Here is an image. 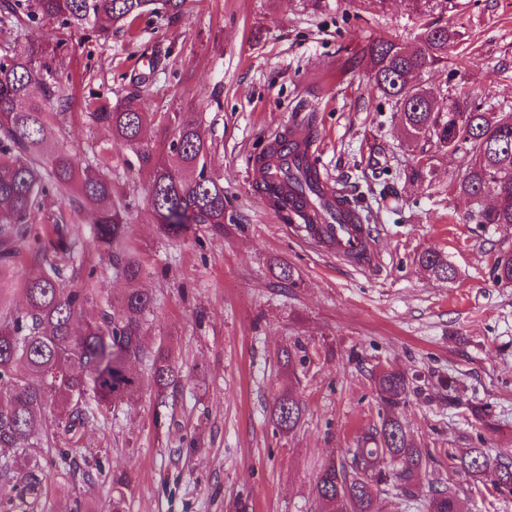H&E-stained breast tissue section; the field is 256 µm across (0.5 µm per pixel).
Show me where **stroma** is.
<instances>
[{
	"label": "stroma",
	"mask_w": 512,
	"mask_h": 512,
	"mask_svg": "<svg viewBox=\"0 0 512 512\" xmlns=\"http://www.w3.org/2000/svg\"><path fill=\"white\" fill-rule=\"evenodd\" d=\"M433 17L461 36L425 86L439 98L461 87L512 114V0H448ZM379 39L420 45L410 0H188L179 18L145 16L107 40L46 18L0 25V55L57 51L56 77L69 86L61 138L80 165H111L132 203L140 285L155 298L144 344L167 346L182 369L161 398L150 360L138 362V395L83 435L93 478L58 479L37 512H111L121 472L125 512H319L321 464L379 422L381 365L410 378L399 415L427 455L425 486L453 485L462 512H512L494 472L475 480L448 467L466 448L512 455V286L492 277L512 227L474 223V204L454 191L458 158L433 152L430 174L413 179L419 152L361 61ZM135 79L147 111L199 123L206 171L224 185L223 233L201 224L164 236L148 213V173L92 120ZM307 119L322 172L372 226L375 268L318 250L247 178L272 133ZM427 249L454 280L428 277L418 263ZM284 263L296 285L280 279ZM287 348L298 352L290 367ZM285 390L304 405L290 433L270 418Z\"/></svg>",
	"instance_id": "obj_1"
}]
</instances>
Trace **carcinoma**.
Returning <instances> with one entry per match:
<instances>
[{"label":"carcinoma","mask_w":512,"mask_h":512,"mask_svg":"<svg viewBox=\"0 0 512 512\" xmlns=\"http://www.w3.org/2000/svg\"><path fill=\"white\" fill-rule=\"evenodd\" d=\"M411 2L424 19L421 46L411 50L391 39L368 45L364 56L369 78L398 106L409 140H423L462 158L459 194L473 199L495 191V203L477 211L476 223L512 225V116L484 110L462 89L445 107L439 106L418 78L448 66L455 33L427 20L433 0ZM185 3L3 0L0 23L18 26L52 18L64 28H90L106 39L114 25L129 27L147 14L177 17ZM36 84L42 86L39 99L32 95ZM66 97L41 48L28 46L0 56V490L8 486L30 494L57 476L73 474L82 457L77 439L68 448L55 449V457L46 463L31 455V449L43 447L33 441L42 417H54L75 436L97 420L101 409L137 395L140 378L134 364L145 356L143 315L153 306L152 295L139 287L143 264L129 233L130 204L114 195L107 168L77 164L57 134L55 109L64 106ZM134 100L131 94L91 117L129 145L139 168L148 172L154 223L174 238L197 224L224 231V186L205 172L209 146L197 122L179 112L163 116L170 142L168 155L160 158L143 138L157 121L156 113ZM50 196L96 212L89 243L108 255L115 274L126 281L119 309L98 305L92 286L95 269L80 280L66 276L77 237L69 225L55 218L39 232L29 223ZM24 258L34 274H18ZM419 264L438 280L455 277L438 252H422ZM493 275L500 284L512 283L511 250L497 255ZM17 292L23 294L25 306L11 310L8 304ZM152 369L161 394L181 373L162 346L152 354ZM376 391L384 411L380 425L346 449L343 460L330 459L317 473L316 492L324 512H376L374 486L390 480L400 496L420 493L425 452L395 412L409 395L410 379L401 370L383 369L376 376ZM302 415V402L288 391L281 392L271 408V419L282 431H293ZM381 457L389 458L390 471L377 467ZM448 459L474 477L492 468L497 484L512 491V459L493 457L483 448H467ZM428 512H460L456 493L449 487L433 491Z\"/></svg>","instance_id":"carcinoma-1"}]
</instances>
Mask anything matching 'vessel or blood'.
Returning a JSON list of instances; mask_svg holds the SVG:
<instances>
[{
  "mask_svg": "<svg viewBox=\"0 0 512 512\" xmlns=\"http://www.w3.org/2000/svg\"><path fill=\"white\" fill-rule=\"evenodd\" d=\"M315 131L310 122L300 121L276 131L270 138L272 146H283L280 157H254L248 177L252 183L278 193H288L287 172L299 168L311 173L323 192L322 203L301 209L304 237L317 248L357 267L373 266L378 257L377 245L370 225L365 224L358 210L351 208L344 193L334 190L323 177L313 149Z\"/></svg>",
  "mask_w": 512,
  "mask_h": 512,
  "instance_id": "obj_1",
  "label": "vessel or blood"
}]
</instances>
